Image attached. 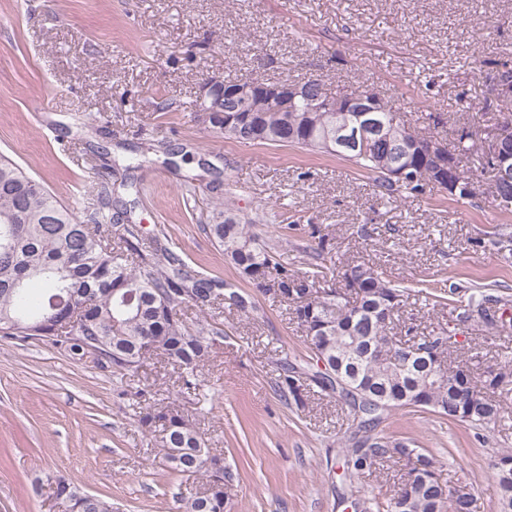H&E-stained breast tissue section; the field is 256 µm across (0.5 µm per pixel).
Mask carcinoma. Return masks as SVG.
Segmentation results:
<instances>
[{
  "mask_svg": "<svg viewBox=\"0 0 512 512\" xmlns=\"http://www.w3.org/2000/svg\"><path fill=\"white\" fill-rule=\"evenodd\" d=\"M298 100L282 112L274 104L254 112H210L206 122L224 139L244 144L289 146L325 153L374 175L381 197L420 194L444 183L420 173L424 158L419 145L433 137L403 122L387 103L374 113L382 135L367 151H339L326 146L342 125L360 126L361 113L310 112ZM491 104L472 116V126L446 144L455 161L456 196L476 197L474 160L482 173H493L485 154L476 150L481 123ZM498 127L509 131L502 146L512 154V98L496 100ZM413 167L419 180L390 176V166ZM112 200L98 192L81 206L67 203L34 179L21 165L0 155V338L48 341L81 361L88 348L100 351L97 365L123 378L138 372L147 357L156 356L179 370L181 389L196 393L200 367L208 355L214 327L202 317L190 324L184 309L205 313L215 304L244 309L242 296L224 294L216 281L200 277L173 251L163 233L143 241L140 224L112 223ZM260 217L240 214L236 196L227 191L213 197L202 231L218 246L224 261L245 281L288 302L306 332L324 370L312 376L322 394L345 406L349 448L344 467L352 478L394 461L405 462L395 495L384 503L373 498L363 512H475L470 495L454 496L440 480L439 461L430 454L394 439L380 429L395 410L420 408L452 421L488 429L500 420V395L512 385V373L488 369L475 376L472 358L448 365V378H427L426 362L448 356L451 337L440 328L398 339L390 334L395 316L407 300L401 288L365 261L348 266L345 287L320 285L319 275L289 268L277 259L279 239H263L254 226ZM500 302L476 290L450 312L455 325L491 328L492 305ZM152 352L141 351L143 343ZM424 350L410 359L412 349ZM284 370L278 393L288 403L304 406L308 386L295 377L296 367ZM148 391L134 393L144 403L138 422L155 439L168 468L206 477L205 492L180 499L179 512H224L228 489L238 474L224 458L204 447L199 431L175 406L147 404ZM498 512H512V450L498 452L493 464ZM70 512H112V502L88 493L69 479H55Z\"/></svg>",
  "mask_w": 512,
  "mask_h": 512,
  "instance_id": "cac0c4a2",
  "label": "carcinoma"
}]
</instances>
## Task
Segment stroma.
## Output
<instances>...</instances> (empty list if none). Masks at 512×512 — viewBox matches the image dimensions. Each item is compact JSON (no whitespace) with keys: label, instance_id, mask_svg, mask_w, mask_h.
<instances>
[{"label":"stroma","instance_id":"1","mask_svg":"<svg viewBox=\"0 0 512 512\" xmlns=\"http://www.w3.org/2000/svg\"><path fill=\"white\" fill-rule=\"evenodd\" d=\"M492 19L491 35L474 30ZM512 63V0H0V152L67 201L137 181L124 194L145 232L163 230L184 261L239 292L223 307L201 368L205 402L183 394L178 370L148 362L124 378L38 340H0V512H59L52 482L103 494L114 512H177L202 492L198 474L170 472L136 422L137 390L177 404L207 448L236 468L226 512H355L397 490L402 465L346 481L347 423L311 389L305 407L282 401L281 359L318 371L287 303L238 277L200 228L212 187L234 192L241 215L265 210V238L288 244L282 263L306 271L321 226L333 270L365 261L437 294L481 288L512 300V208L437 188L397 203L340 158L219 137L201 110L204 85L321 79L340 94L377 90L405 119L451 138L490 95L475 59ZM177 156L165 165L163 146ZM152 162L127 171L147 147ZM455 357L477 370L512 361V321L489 334L458 331ZM491 429L421 409L391 412L383 431L444 463L476 512H497L491 461L512 450V391Z\"/></svg>","mask_w":512,"mask_h":512}]
</instances>
